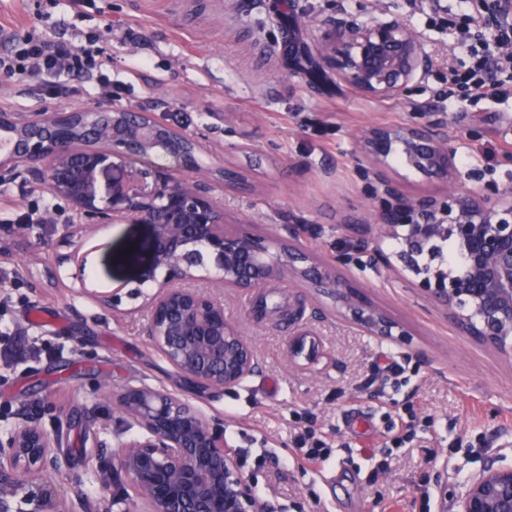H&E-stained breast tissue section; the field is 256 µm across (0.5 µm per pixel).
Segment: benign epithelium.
<instances>
[{"label": "benign epithelium", "instance_id": "1", "mask_svg": "<svg viewBox=\"0 0 512 512\" xmlns=\"http://www.w3.org/2000/svg\"><path fill=\"white\" fill-rule=\"evenodd\" d=\"M490 35L512 28V0H492ZM288 33L292 53L304 31H318L315 48L336 83L371 98L400 100L409 84L435 66L421 33L398 17L359 21L340 15L311 20L293 13ZM84 137L103 144L80 150L62 133L66 113L0 114V182L22 176L46 185L76 207L80 222L150 224V261L138 282L155 288L147 301L143 335L172 368L200 392H219L255 372L257 357L239 327L224 317V291L254 292L274 279L329 295L336 314L361 331L405 340L409 332L383 308L363 301L347 287L341 270L383 261L400 264L414 276L417 293L462 336L512 361V186L490 181L473 189L456 164V146L447 125L437 120L364 127L359 135L361 171L372 186L365 212L343 224L345 234L363 225L372 240L397 242L393 256L369 248L367 260L338 252L329 262L315 258L293 239L229 224L206 185L192 176L199 163L164 150V123L145 112L83 113ZM165 151L183 177L150 161ZM443 185L438 196L408 197L390 177L391 158ZM122 177L108 194L95 184L115 169ZM239 192L247 180L228 179ZM453 244L459 262L442 260L440 247ZM212 268L217 276L200 275ZM308 331L288 343V357L314 349ZM112 404L119 424L102 419L82 436V445L103 461L96 471L101 493L84 512H116L128 500L139 512H283L276 500L258 495L235 450L224 445V425L200 406L164 386L128 385L118 392L101 379L95 389ZM70 456L41 418L21 406L17 422L0 431V512H78V487H66ZM456 512H512V465L496 458L483 463L461 486Z\"/></svg>", "mask_w": 512, "mask_h": 512}]
</instances>
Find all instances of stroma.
Here are the masks:
<instances>
[{
	"instance_id": "1",
	"label": "stroma",
	"mask_w": 512,
	"mask_h": 512,
	"mask_svg": "<svg viewBox=\"0 0 512 512\" xmlns=\"http://www.w3.org/2000/svg\"><path fill=\"white\" fill-rule=\"evenodd\" d=\"M423 32L437 66L411 84L403 101L378 100L342 88H310L284 48L280 17L263 0H90L75 11L57 0L50 17H36L26 0H0V15L19 29L64 25L97 29L112 41L111 77L118 86L116 110L151 112L161 121L205 142L199 180L223 205L229 219L266 233L297 234L318 256L340 249L342 224L364 212L372 188L358 165V135L371 123L421 122L424 116L456 127L461 114L486 122L478 136L457 141V165L471 185L512 183V99L485 98L449 108L438 92L449 68L470 62L454 32L438 33L412 15L408 0H292L298 13L324 17L342 11L360 19L376 7ZM133 39H126V32ZM95 85L72 96L51 97L35 81L0 77L1 112H77L103 108ZM250 133L240 150L242 133ZM243 171L252 192L225 190L216 165ZM6 204L0 223H20L41 206L46 189L0 184ZM74 208L60 201L53 224L30 225L13 245L22 269L0 263V431L15 423L20 403L59 434L73 457L71 473L88 498L99 487L81 454L75 423L112 416L94 386L108 378L113 389L163 385L189 398L224 426V440L239 452L260 496L276 498L284 512H455L461 484L485 460L512 463V362L459 335L436 308L418 296L407 271L383 264L350 266V281L375 305L412 333L410 344L369 336L334 315L335 303L288 282L274 280L258 291L224 293V314L254 346L256 372L242 384L198 395L190 382L150 345L136 310L138 269L117 255L137 245L149 257L153 229L117 224L104 238L63 233ZM84 252L87 279L121 297L116 309L79 291L70 256ZM316 331L317 355L289 369V308ZM405 369L395 386L391 366ZM413 408L416 436L394 450L386 473H377L381 450ZM308 427L331 445L329 457L305 468L294 465L296 435Z\"/></svg>"
}]
</instances>
